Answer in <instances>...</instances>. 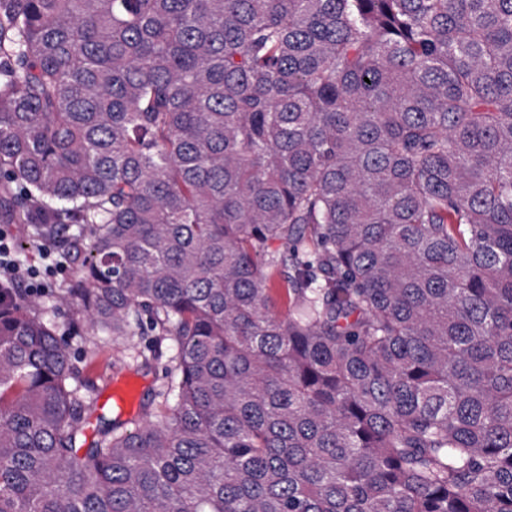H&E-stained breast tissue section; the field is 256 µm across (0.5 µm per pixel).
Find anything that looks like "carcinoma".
Returning a JSON list of instances; mask_svg holds the SVG:
<instances>
[{"label": "carcinoma", "instance_id": "obj_1", "mask_svg": "<svg viewBox=\"0 0 512 512\" xmlns=\"http://www.w3.org/2000/svg\"><path fill=\"white\" fill-rule=\"evenodd\" d=\"M0 53V223L175 343L89 441L1 306L0 512H512V0H0Z\"/></svg>", "mask_w": 512, "mask_h": 512}]
</instances>
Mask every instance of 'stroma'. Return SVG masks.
Returning a JSON list of instances; mask_svg holds the SVG:
<instances>
[{
    "label": "stroma",
    "mask_w": 512,
    "mask_h": 512,
    "mask_svg": "<svg viewBox=\"0 0 512 512\" xmlns=\"http://www.w3.org/2000/svg\"><path fill=\"white\" fill-rule=\"evenodd\" d=\"M74 280L73 267L48 281L44 294L30 300L33 309H46L59 335L71 345L72 362L80 373V396L88 408V425L96 427L98 414L115 416L118 408L107 400L116 380L129 377L140 384L141 394L162 390L167 381L170 358L174 353L171 341L157 342L152 332L130 337L123 352H115L112 338L106 333L90 335L81 318L70 305L61 301L65 288Z\"/></svg>",
    "instance_id": "stroma-1"
}]
</instances>
